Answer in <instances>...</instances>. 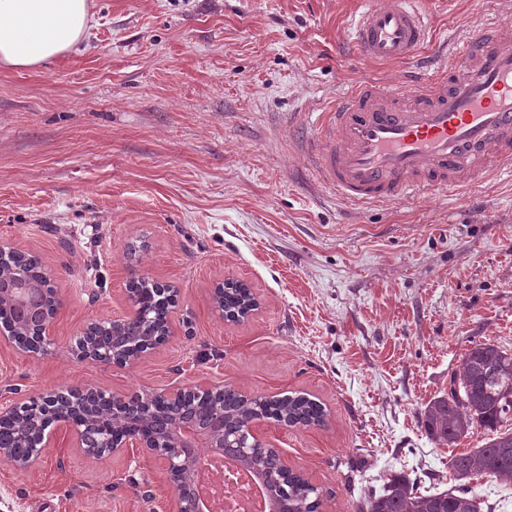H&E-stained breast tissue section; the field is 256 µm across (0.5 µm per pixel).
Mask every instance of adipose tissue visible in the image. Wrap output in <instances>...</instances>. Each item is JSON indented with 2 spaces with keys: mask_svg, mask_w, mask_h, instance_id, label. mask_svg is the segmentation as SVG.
<instances>
[{
  "mask_svg": "<svg viewBox=\"0 0 512 512\" xmlns=\"http://www.w3.org/2000/svg\"><path fill=\"white\" fill-rule=\"evenodd\" d=\"M91 21L89 0H0V66L31 69L64 55Z\"/></svg>",
  "mask_w": 512,
  "mask_h": 512,
  "instance_id": "adipose-tissue-1",
  "label": "adipose tissue"
}]
</instances>
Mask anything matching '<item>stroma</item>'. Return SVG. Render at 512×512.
Instances as JSON below:
<instances>
[{"instance_id":"1","label":"stroma","mask_w":512,"mask_h":512,"mask_svg":"<svg viewBox=\"0 0 512 512\" xmlns=\"http://www.w3.org/2000/svg\"><path fill=\"white\" fill-rule=\"evenodd\" d=\"M367 0H92L70 52L0 69V242L39 256L62 299L51 355L0 346V394L223 383L304 392L325 425L263 420L283 461L356 512L382 477L450 489L428 402L476 342L512 349V176L400 203L348 205L308 156L318 112L416 62L362 57ZM436 43L512 0H422ZM149 249H141V241ZM174 284V334L131 368L79 361L77 333L129 312L131 273ZM249 282L260 307L224 321L211 291ZM155 462L50 449L0 460V512H172Z\"/></svg>"}]
</instances>
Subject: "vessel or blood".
<instances>
[{
    "instance_id": "1",
    "label": "vessel or blood",
    "mask_w": 512,
    "mask_h": 512,
    "mask_svg": "<svg viewBox=\"0 0 512 512\" xmlns=\"http://www.w3.org/2000/svg\"><path fill=\"white\" fill-rule=\"evenodd\" d=\"M349 37L368 59H412L432 38L417 0H371ZM432 76L366 82L318 114L321 181L347 203H396L512 169V35L496 22L454 37Z\"/></svg>"
}]
</instances>
